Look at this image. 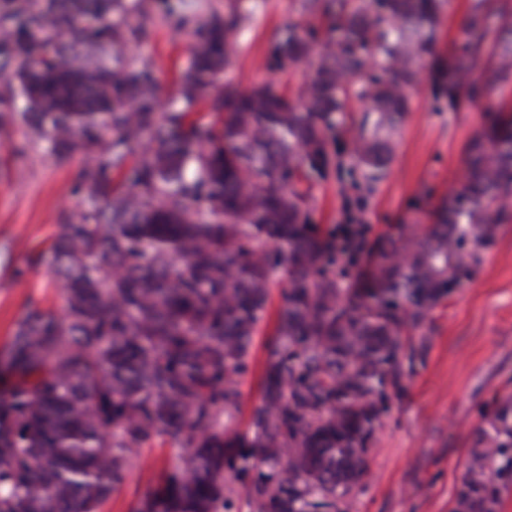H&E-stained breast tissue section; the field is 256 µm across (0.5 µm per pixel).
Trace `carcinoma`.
I'll return each mask as SVG.
<instances>
[{
  "label": "carcinoma",
  "mask_w": 512,
  "mask_h": 512,
  "mask_svg": "<svg viewBox=\"0 0 512 512\" xmlns=\"http://www.w3.org/2000/svg\"><path fill=\"white\" fill-rule=\"evenodd\" d=\"M445 0H300L304 22L270 40V67L317 54L295 96L273 83L211 94L237 52L234 6L197 19L181 107L130 48L151 38L148 0H25L0 12V129L22 121L59 164L81 151L73 193L40 255L58 311L30 304L0 352V512H102L155 443L177 459L129 512H347L382 417L423 360L434 313L512 223V9L471 0L448 56ZM427 82L456 112L488 102L458 188L432 223L399 224L345 283L336 241L312 218L313 180L349 97L364 101L349 154L385 175L410 91ZM25 107L17 111V100ZM208 104L214 120L191 109ZM281 291L251 411L254 336ZM512 482V393L474 432L453 512H500Z\"/></svg>",
  "instance_id": "1"
}]
</instances>
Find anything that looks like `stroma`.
<instances>
[{
	"label": "stroma",
	"mask_w": 512,
	"mask_h": 512,
	"mask_svg": "<svg viewBox=\"0 0 512 512\" xmlns=\"http://www.w3.org/2000/svg\"><path fill=\"white\" fill-rule=\"evenodd\" d=\"M178 2L191 15L221 13L231 3L241 13L239 51L224 80L243 89L270 81L292 92L311 74L308 62L284 71L267 66L273 32L300 18L297 0ZM152 5L147 16L152 37L133 54L156 70L169 99L174 74L188 63L190 36L166 24L162 0ZM360 109L355 102L345 113V128L330 147L339 163L314 184L313 220L327 232L339 224L366 225L369 245L396 225L430 223L433 207L463 178L464 147L480 129L484 107L466 104L448 111L426 84H419L411 93L390 171L370 188L347 150ZM85 159L79 152L70 163H56L43 147L27 141L19 123L0 131V348L29 303L55 311L63 304L61 289L37 258L52 242L61 214L78 204L71 187ZM434 317L425 360L384 418L348 512H450L475 428L496 395L512 391V224L502 225L473 280ZM177 454L167 444L145 449L103 512H128Z\"/></svg>",
	"instance_id": "35a3bbf8"
}]
</instances>
